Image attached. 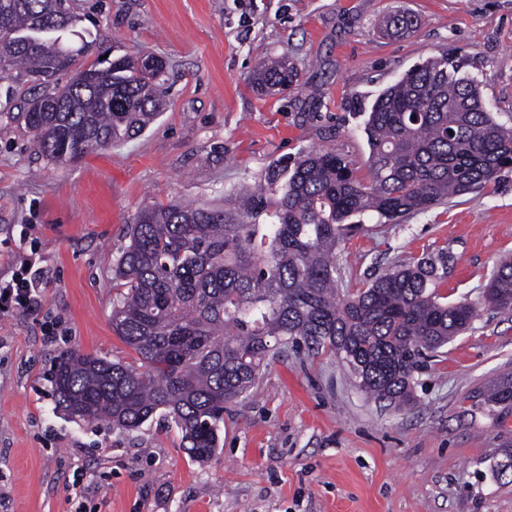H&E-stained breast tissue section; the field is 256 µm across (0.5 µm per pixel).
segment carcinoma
Returning a JSON list of instances; mask_svg holds the SVG:
<instances>
[{"label":"carcinoma","mask_w":512,"mask_h":512,"mask_svg":"<svg viewBox=\"0 0 512 512\" xmlns=\"http://www.w3.org/2000/svg\"><path fill=\"white\" fill-rule=\"evenodd\" d=\"M68 0H0V30L30 38L0 42V72H17L40 90L17 118L48 162H74L140 134L165 108L164 83L143 77L140 54L77 64L84 40L66 23ZM407 11L383 26L408 33ZM78 66L56 97L60 76ZM298 73L284 55L262 60L253 81L280 94ZM371 181L332 151H311L269 167L245 211L272 213L266 234L232 222L221 208L170 202L142 209L113 269L112 330L135 350L136 368L97 354L66 350L52 383L57 406L73 419H101L125 431L157 412L182 433L195 461L220 448L224 407L247 394L267 361L288 345L332 352L359 388L380 402L414 403L413 377L429 354L474 317L470 304L440 300L434 290L448 256L422 258L342 294L336 246L373 212L388 222L479 192L512 169V127L484 104L476 79L449 55L429 59L380 93L364 123ZM486 301L512 309V261L492 272ZM485 403L512 410V378Z\"/></svg>","instance_id":"carcinoma-1"}]
</instances>
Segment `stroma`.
<instances>
[{
    "label": "stroma",
    "mask_w": 512,
    "mask_h": 512,
    "mask_svg": "<svg viewBox=\"0 0 512 512\" xmlns=\"http://www.w3.org/2000/svg\"><path fill=\"white\" fill-rule=\"evenodd\" d=\"M94 40L82 60L142 51L168 64L166 107L138 136L54 165L23 121L28 86L0 76V257L34 251V312L0 314V512H512L493 468L512 414L483 392L512 373V311L489 306L512 256V171L486 189L401 218L364 216L336 249L356 292L400 264L447 254L436 291L476 309L414 376V406L365 396L339 357L288 348L227 404L214 459H189L155 415L125 432L71 420L51 370L77 349L138 364L112 330V266L138 211L171 201L236 212L268 167L331 150L368 175L366 112L426 59L450 54L512 125V0H71ZM415 13L404 38L383 17ZM288 55L299 80L263 95L258 61ZM12 97H5V90Z\"/></svg>",
    "instance_id": "1"
}]
</instances>
